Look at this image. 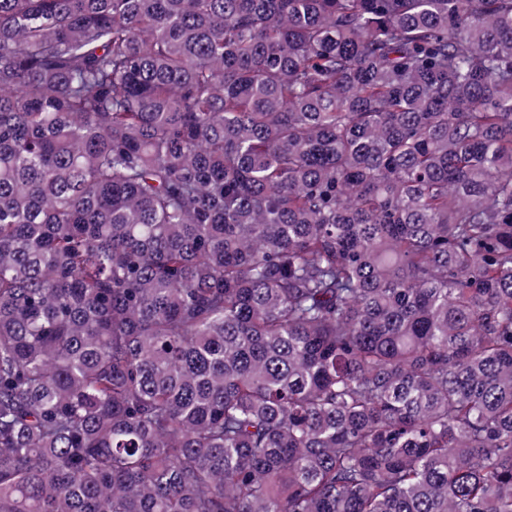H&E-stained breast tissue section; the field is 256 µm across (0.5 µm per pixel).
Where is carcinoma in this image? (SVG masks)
I'll return each mask as SVG.
<instances>
[{
    "instance_id": "obj_1",
    "label": "carcinoma",
    "mask_w": 512,
    "mask_h": 512,
    "mask_svg": "<svg viewBox=\"0 0 512 512\" xmlns=\"http://www.w3.org/2000/svg\"><path fill=\"white\" fill-rule=\"evenodd\" d=\"M0 512H512V0H0Z\"/></svg>"
}]
</instances>
